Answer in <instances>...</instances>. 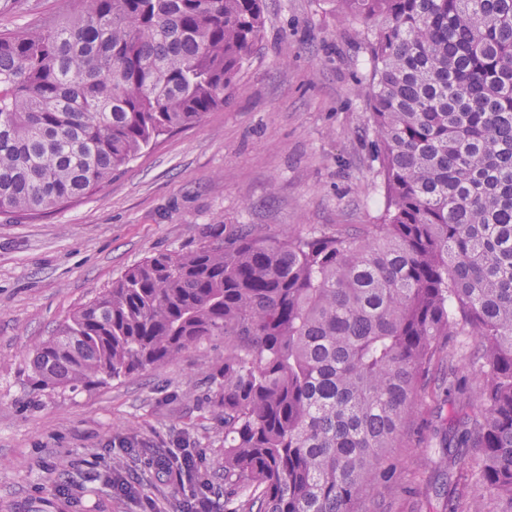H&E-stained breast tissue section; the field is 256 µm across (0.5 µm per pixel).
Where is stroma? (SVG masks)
Here are the masks:
<instances>
[{
  "instance_id": "stroma-1",
  "label": "stroma",
  "mask_w": 512,
  "mask_h": 512,
  "mask_svg": "<svg viewBox=\"0 0 512 512\" xmlns=\"http://www.w3.org/2000/svg\"><path fill=\"white\" fill-rule=\"evenodd\" d=\"M262 40L223 106L163 136L81 200L38 215L0 214V512H78L55 491L74 465L92 512H178L181 488L149 460L184 442L197 480L224 488V411L214 403L229 347L208 336L172 361L72 390L33 387L36 346L128 269L187 252L207 232L242 226L274 236L300 224L322 233L377 223L385 199L371 166L367 56L357 24L328 0H262ZM63 0H0V30L58 16ZM479 385L476 369L432 368L393 456L399 479L373 493L386 512H449L438 448L459 412L446 391ZM135 497L102 491L118 463Z\"/></svg>"
}]
</instances>
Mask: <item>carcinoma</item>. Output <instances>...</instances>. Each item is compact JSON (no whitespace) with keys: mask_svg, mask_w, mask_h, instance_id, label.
Listing matches in <instances>:
<instances>
[{"mask_svg":"<svg viewBox=\"0 0 512 512\" xmlns=\"http://www.w3.org/2000/svg\"><path fill=\"white\" fill-rule=\"evenodd\" d=\"M0 32V213L63 206L224 105L261 0H82ZM369 64L380 224L211 232L129 269L36 349L34 383L88 387L224 336V512H360L442 345L472 336L475 408L440 464L512 512V0H334Z\"/></svg>","mask_w":512,"mask_h":512,"instance_id":"cac0c4a2","label":"carcinoma"}]
</instances>
